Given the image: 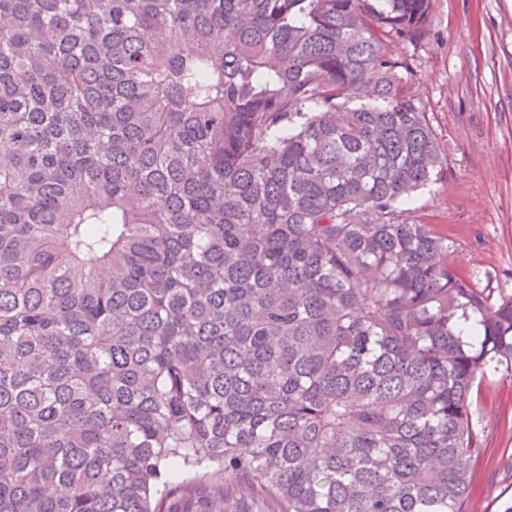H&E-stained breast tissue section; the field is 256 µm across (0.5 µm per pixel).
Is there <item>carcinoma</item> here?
Segmentation results:
<instances>
[{
    "label": "carcinoma",
    "mask_w": 512,
    "mask_h": 512,
    "mask_svg": "<svg viewBox=\"0 0 512 512\" xmlns=\"http://www.w3.org/2000/svg\"><path fill=\"white\" fill-rule=\"evenodd\" d=\"M431 4L0 0V512H466L512 296L404 208Z\"/></svg>",
    "instance_id": "carcinoma-1"
}]
</instances>
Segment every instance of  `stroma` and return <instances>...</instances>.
Segmentation results:
<instances>
[{
	"mask_svg": "<svg viewBox=\"0 0 512 512\" xmlns=\"http://www.w3.org/2000/svg\"><path fill=\"white\" fill-rule=\"evenodd\" d=\"M430 34L393 43L417 72L411 92L448 151L439 181L409 206L447 234L479 286L512 295V0H433ZM482 456L467 512L512 505V374H491L475 408Z\"/></svg>",
	"mask_w": 512,
	"mask_h": 512,
	"instance_id": "obj_1",
	"label": "stroma"
}]
</instances>
